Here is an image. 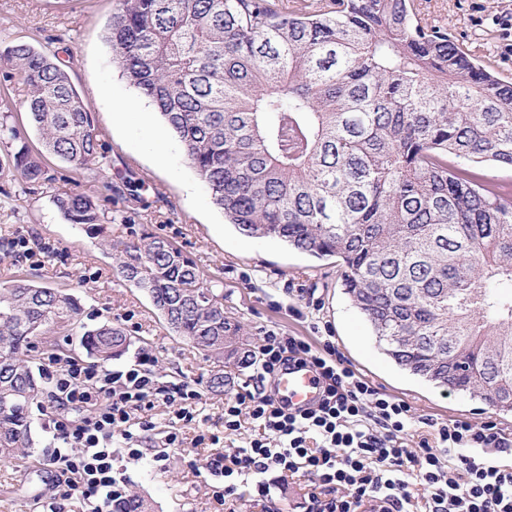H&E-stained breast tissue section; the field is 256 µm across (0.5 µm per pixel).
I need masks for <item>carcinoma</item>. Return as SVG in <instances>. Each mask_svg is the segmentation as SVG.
Masks as SVG:
<instances>
[{"label":"carcinoma","mask_w":512,"mask_h":512,"mask_svg":"<svg viewBox=\"0 0 512 512\" xmlns=\"http://www.w3.org/2000/svg\"><path fill=\"white\" fill-rule=\"evenodd\" d=\"M106 41L122 76L178 138L212 204L252 238L335 257L342 286L383 352L413 375L512 413V84L462 53L414 0H118ZM44 152L80 172L109 164L93 112L56 53L0 49ZM13 170L47 181L41 156L0 114ZM70 223L105 226L77 189L54 193ZM123 279L168 328L215 363L251 365L224 291L171 242L118 250ZM69 293L0 286V462L31 456L30 410L47 390L30 345L56 326L99 363L129 341L85 329ZM112 512H155L117 492Z\"/></svg>","instance_id":"cac0c4a2"}]
</instances>
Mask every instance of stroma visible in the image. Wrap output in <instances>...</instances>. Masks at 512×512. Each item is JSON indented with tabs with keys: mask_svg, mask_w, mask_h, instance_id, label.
I'll return each mask as SVG.
<instances>
[{
	"mask_svg": "<svg viewBox=\"0 0 512 512\" xmlns=\"http://www.w3.org/2000/svg\"><path fill=\"white\" fill-rule=\"evenodd\" d=\"M431 19L470 58L512 81V54L492 16L501 0H419ZM118 0H0V37L48 46L63 36L59 59L76 90L90 104L110 169L77 173L69 164L42 154V143L31 116L12 111L9 122L24 132L32 153L41 154L51 185L31 188L9 175L12 149L0 143V283L23 277L34 284L73 294L81 305V322L89 329L105 323L121 326L130 339L126 353L111 362L120 370L143 352L155 362L160 385L184 382L201 392L191 422L176 420L177 405L156 398L152 414L156 428L140 445L142 457L117 449L114 476L126 489L150 496L157 512H226L224 480L206 468L208 449L194 446L199 434L219 435L217 451L248 444L250 423L232 435L224 433V402L248 378L249 372L226 367L223 393L207 390L213 363L203 352L172 333L149 296L124 281L114 252L104 238L87 235L64 219L52 201L54 192L79 188L95 198L107 221L105 238L132 241L151 233L165 238L191 258L208 279L224 289V313L239 320L251 337L274 329L309 341L332 337L345 362L375 387L409 403L415 414L446 421L494 417L512 438V415L493 414L479 401L448 392L401 369L378 348L372 330L342 287L341 266L333 257L316 258L264 239L242 235L210 202L190 167L177 138L152 106L122 77L112 59L105 33ZM127 108L123 122L114 112ZM129 175L143 183L142 201L128 207L106 184ZM34 243L30 258L14 260L12 241ZM35 442L31 457L0 464V512H33L36 501L48 500L57 480L46 464L56 443L41 406L31 409ZM184 442L165 447L170 429ZM166 458L153 462L152 456ZM269 493L246 486L238 501L240 512H305L304 481L262 475Z\"/></svg>",
	"mask_w": 512,
	"mask_h": 512,
	"instance_id": "obj_1",
	"label": "stroma"
}]
</instances>
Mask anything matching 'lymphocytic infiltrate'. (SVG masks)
I'll list each match as a JSON object with an SVG mask.
<instances>
[{"instance_id": "1", "label": "lymphocytic infiltrate", "mask_w": 512, "mask_h": 512, "mask_svg": "<svg viewBox=\"0 0 512 512\" xmlns=\"http://www.w3.org/2000/svg\"><path fill=\"white\" fill-rule=\"evenodd\" d=\"M256 371L224 403V430L253 422L249 445L218 453L208 471L224 479V503L235 507L240 486L276 472L311 483L308 512H512V464L498 455L512 452L493 419H417L407 402L381 392L345 366L332 342L316 345L268 329L252 353ZM141 354L112 372L70 356L51 357V395L45 403L58 443L49 464L59 489L47 504L61 512L65 500L81 498L88 512H111L115 438L132 440L130 421L142 431L155 423L152 396L166 402L198 398L187 386L160 392ZM307 366L323 384L313 408L293 412L270 387L289 366ZM421 426L417 447L406 444Z\"/></svg>"}]
</instances>
